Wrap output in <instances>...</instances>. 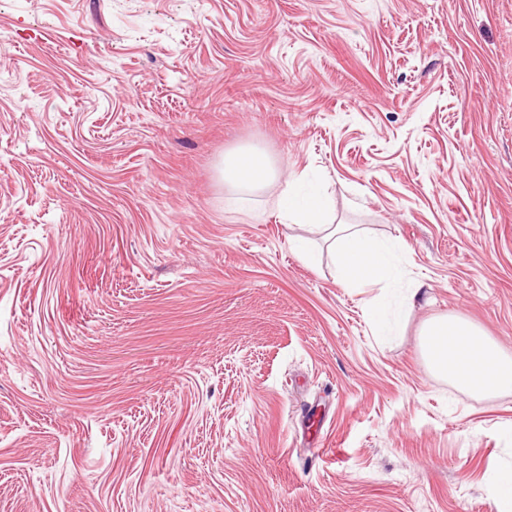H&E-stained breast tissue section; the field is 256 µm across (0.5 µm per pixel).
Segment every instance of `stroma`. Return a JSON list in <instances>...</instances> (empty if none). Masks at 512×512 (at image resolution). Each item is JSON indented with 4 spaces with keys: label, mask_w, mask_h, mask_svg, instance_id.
<instances>
[{
    "label": "stroma",
    "mask_w": 512,
    "mask_h": 512,
    "mask_svg": "<svg viewBox=\"0 0 512 512\" xmlns=\"http://www.w3.org/2000/svg\"><path fill=\"white\" fill-rule=\"evenodd\" d=\"M442 316L512 359V0H0V512H498L512 391L430 369ZM220 172L224 183L236 191H260L271 186L278 177L270 157L258 148L240 150L224 156ZM277 207L280 216L291 224H300L311 231L329 232L326 201L317 192L296 194L290 187L278 197ZM337 226L328 239L333 237L336 274L340 281L352 285H390L396 281L394 254L398 245L371 238L352 225Z\"/></svg>",
    "instance_id": "stroma-1"
}]
</instances>
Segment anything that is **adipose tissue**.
<instances>
[{"mask_svg":"<svg viewBox=\"0 0 512 512\" xmlns=\"http://www.w3.org/2000/svg\"><path fill=\"white\" fill-rule=\"evenodd\" d=\"M225 183L237 191L255 192L271 186L277 169L267 153L258 148L225 156L221 163ZM281 217L292 224L323 232L329 221L326 201L319 193L303 195L288 190L277 200ZM336 274L346 284L389 285L397 278L394 263L396 244L369 237L354 226L335 229ZM426 354L433 369L472 391L512 390V362L487 341L477 329L456 318L430 322L425 330Z\"/></svg>","mask_w":512,"mask_h":512,"instance_id":"obj_1","label":"adipose tissue"}]
</instances>
